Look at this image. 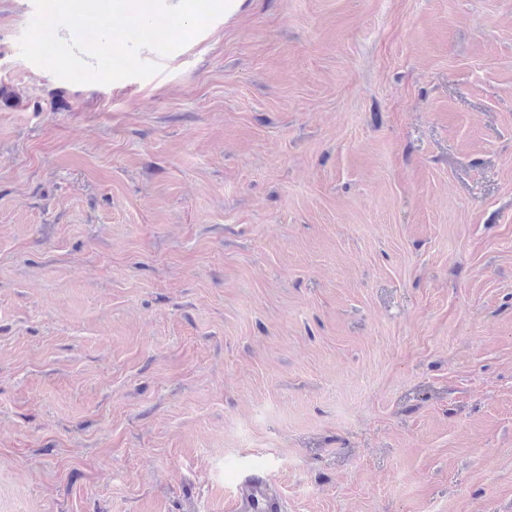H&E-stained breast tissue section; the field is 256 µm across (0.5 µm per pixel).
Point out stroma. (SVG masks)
<instances>
[{"mask_svg":"<svg viewBox=\"0 0 512 512\" xmlns=\"http://www.w3.org/2000/svg\"><path fill=\"white\" fill-rule=\"evenodd\" d=\"M0 0V512H512V0H248L73 84ZM230 512H279L281 504L267 476L249 475L244 481L240 504Z\"/></svg>","mask_w":512,"mask_h":512,"instance_id":"obj_1","label":"stroma"}]
</instances>
